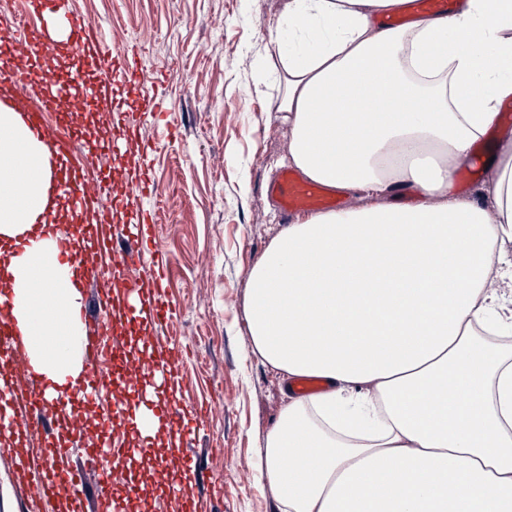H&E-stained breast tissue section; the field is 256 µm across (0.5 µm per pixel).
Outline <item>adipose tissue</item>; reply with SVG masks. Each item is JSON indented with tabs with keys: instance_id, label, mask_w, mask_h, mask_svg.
Here are the masks:
<instances>
[{
	"instance_id": "1",
	"label": "adipose tissue",
	"mask_w": 512,
	"mask_h": 512,
	"mask_svg": "<svg viewBox=\"0 0 512 512\" xmlns=\"http://www.w3.org/2000/svg\"><path fill=\"white\" fill-rule=\"evenodd\" d=\"M403 4L288 0L272 40L292 165L365 195L287 225L252 272L255 350L328 384L290 398L265 437L259 469L280 512H512V350L495 342L512 319L487 288L512 280V139L482 193L453 192L512 100V0L376 24ZM0 128V235L16 238L38 227L42 149L14 113L0 109ZM399 188L417 203H395ZM6 271L11 314L30 325L22 343L63 397L83 370L67 267L42 248ZM48 306L58 319L45 327L33 315Z\"/></svg>"
}]
</instances>
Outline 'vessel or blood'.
<instances>
[{"label": "vessel or blood", "instance_id": "obj_1", "mask_svg": "<svg viewBox=\"0 0 512 512\" xmlns=\"http://www.w3.org/2000/svg\"><path fill=\"white\" fill-rule=\"evenodd\" d=\"M454 7L455 0H410L411 12L427 18L449 14ZM47 15L63 19L64 40H52L39 27V18ZM8 23L18 32L19 40L1 46L0 54H21L27 64L0 75L13 87L6 105L22 118L28 138L41 143L52 196L65 200L73 209H86L108 197L114 184L125 186L123 246L106 240L101 226L96 225L86 245L79 249L58 229L52 213H45L41 220L42 237L54 242L60 259L69 266L67 288L80 295L95 289L99 305L109 304L114 309L113 342L106 347L96 337L87 338L86 365L70 389L67 407L74 414L99 408L101 393L112 384H121L132 401L148 409L170 443L179 444L178 453L172 456L175 467L196 470L198 464L185 444L200 420L180 396L184 383L182 353L175 347L153 345L151 338L152 327L166 323L173 314L165 283L171 259L152 245V226L144 207L152 194V149L140 142L137 123L143 116L158 115L161 106L141 94L146 76L138 64L136 48L109 47L94 22L69 10L68 0H23L21 10L10 16ZM50 57L74 61L75 66L56 76L44 73L43 63ZM115 81L132 100L130 122L121 138L106 142L112 152L111 169L89 180L82 173L81 157L73 151V143L81 135L77 116L90 109L113 111L109 87ZM267 193L287 214L338 204L323 186L288 170L268 185ZM133 331L151 346L146 363L136 369L130 368L121 350ZM21 336L16 322H0V365L11 371L22 370L33 386L25 395L16 378L0 386V432H12L22 440L43 426L47 382L20 350ZM109 421V415H100L96 440L74 433L63 442L49 434L36 454H16L15 467L25 493L45 504L56 485H65L67 512H123L126 504L141 498L146 488L134 473L118 483L101 475L96 494L87 492L88 469L100 466L120 450L132 459L153 451L152 436L143 433L138 423H131L129 439L119 444L110 437ZM75 447L82 448L86 467L68 464Z\"/></svg>", "mask_w": 512, "mask_h": 512}]
</instances>
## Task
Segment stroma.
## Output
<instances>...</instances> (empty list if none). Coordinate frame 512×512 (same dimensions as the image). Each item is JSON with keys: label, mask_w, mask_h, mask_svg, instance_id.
<instances>
[{"label": "stroma", "mask_w": 512, "mask_h": 512, "mask_svg": "<svg viewBox=\"0 0 512 512\" xmlns=\"http://www.w3.org/2000/svg\"><path fill=\"white\" fill-rule=\"evenodd\" d=\"M287 3L76 0L109 45L138 46L143 91L165 109L140 129L156 147L153 243L173 259L168 290L177 303L155 336L188 350L183 397L207 412L190 444L198 471L174 472L163 446L146 464L156 482L178 484L195 512H276L258 459L292 378L255 354L245 303L254 266L284 227L265 186L290 167L270 44Z\"/></svg>", "instance_id": "obj_1"}]
</instances>
